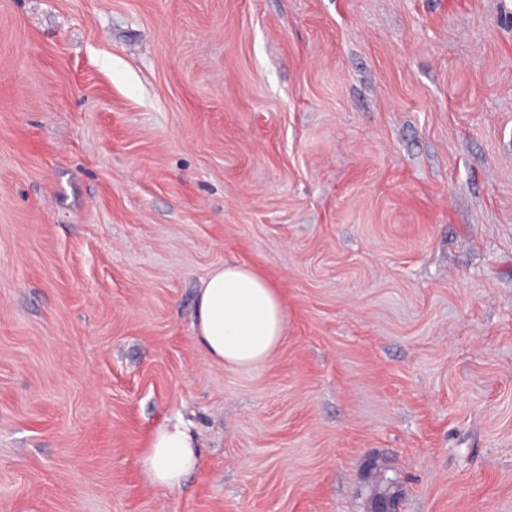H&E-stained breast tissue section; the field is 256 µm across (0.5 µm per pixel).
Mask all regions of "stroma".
Here are the masks:
<instances>
[{"label": "stroma", "mask_w": 512, "mask_h": 512, "mask_svg": "<svg viewBox=\"0 0 512 512\" xmlns=\"http://www.w3.org/2000/svg\"><path fill=\"white\" fill-rule=\"evenodd\" d=\"M230 261L248 368L194 339ZM371 457L512 512V0H0V512H365ZM286 312L253 267L224 262L198 288L194 337L211 361L243 368L268 360L282 342ZM198 460L199 451L190 430L182 421H176L151 434L140 463L149 484L172 491L197 467Z\"/></svg>", "instance_id": "1"}]
</instances>
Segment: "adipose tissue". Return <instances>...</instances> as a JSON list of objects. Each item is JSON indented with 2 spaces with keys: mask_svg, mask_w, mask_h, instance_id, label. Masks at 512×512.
Returning <instances> with one entry per match:
<instances>
[{
  "mask_svg": "<svg viewBox=\"0 0 512 512\" xmlns=\"http://www.w3.org/2000/svg\"><path fill=\"white\" fill-rule=\"evenodd\" d=\"M285 329L286 312L276 288L253 267L227 262L202 281L195 340L211 361L228 368L261 364L280 345ZM198 460L190 430L176 421L152 433L140 463L149 484L172 491Z\"/></svg>",
  "mask_w": 512,
  "mask_h": 512,
  "instance_id": "ef3b65f1",
  "label": "adipose tissue"
}]
</instances>
